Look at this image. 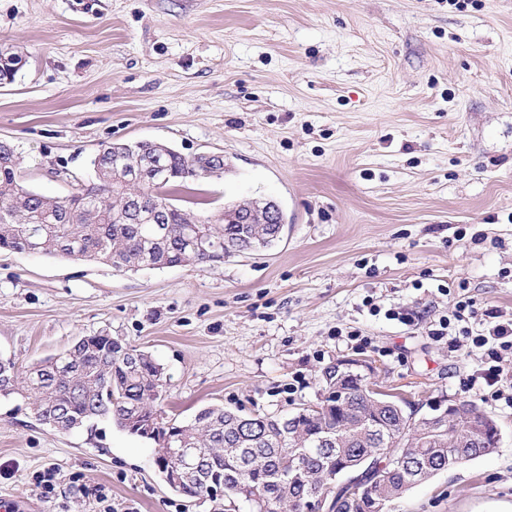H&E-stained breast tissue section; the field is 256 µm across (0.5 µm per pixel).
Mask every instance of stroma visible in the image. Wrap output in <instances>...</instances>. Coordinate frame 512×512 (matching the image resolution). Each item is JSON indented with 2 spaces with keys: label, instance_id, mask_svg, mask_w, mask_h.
Returning <instances> with one entry per match:
<instances>
[{
  "label": "stroma",
  "instance_id": "stroma-1",
  "mask_svg": "<svg viewBox=\"0 0 512 512\" xmlns=\"http://www.w3.org/2000/svg\"><path fill=\"white\" fill-rule=\"evenodd\" d=\"M0 46L23 59L0 87V140L26 187L65 199L95 182L102 145L155 141L231 163L178 188L179 206L273 200L285 222L274 247L217 264L119 272L0 250V358L19 376L104 334L161 365L180 421L314 404L339 360L415 403L464 397L480 353L449 348L440 319L462 298L512 316V0H0ZM396 307L416 325L387 319ZM502 394L482 403L497 447L400 512H512ZM156 459L113 423L61 434L0 399L16 512H214Z\"/></svg>",
  "mask_w": 512,
  "mask_h": 512
}]
</instances>
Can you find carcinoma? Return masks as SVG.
<instances>
[{
	"label": "carcinoma",
	"mask_w": 512,
	"mask_h": 512,
	"mask_svg": "<svg viewBox=\"0 0 512 512\" xmlns=\"http://www.w3.org/2000/svg\"><path fill=\"white\" fill-rule=\"evenodd\" d=\"M204 158L185 156L174 148L113 143L90 165L108 176L126 177L140 168L144 211L161 212V223H137L121 182L102 181L79 187L68 199L57 200L24 188L13 151L0 149V249L74 260L102 261L118 271L161 269L222 262L236 253L259 252L279 240L280 224L191 225L193 215L176 205L172 188L203 177ZM324 391H343L318 408H302L286 417L258 414L243 422L239 410L223 406L200 409L188 422L165 416L159 401L165 392L162 368L142 350L124 346L108 335L83 336L52 359L28 370L24 398L38 420L61 433H72L94 420L117 424L129 434L154 441L158 457L168 452L165 436L182 448L202 453L199 475L175 490L188 499L214 496L219 490L229 509L245 501L240 485L252 484L265 503L264 512H305L308 487L364 475L370 491L350 498L335 496L331 512H374L373 498L398 512L410 490L414 470L430 471L448 460V438H457L453 452L475 459L489 452L481 446V407L462 399L468 417L450 426L411 428L418 413L405 400L374 403L366 379L345 377L337 366L323 373ZM18 393L16 362L0 363V397ZM411 435L410 468L392 458L397 439ZM302 454L304 470L295 474L293 456Z\"/></svg>",
	"instance_id": "1"
}]
</instances>
